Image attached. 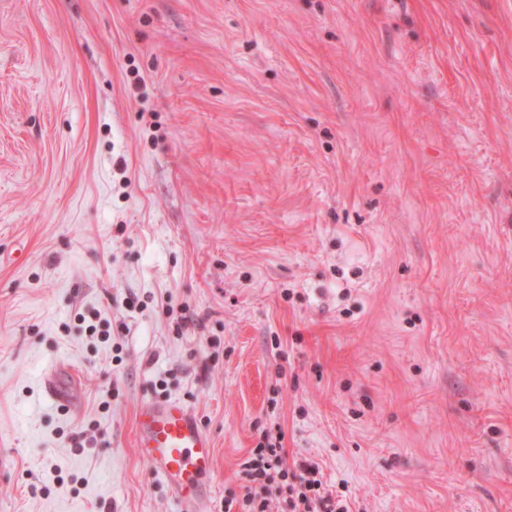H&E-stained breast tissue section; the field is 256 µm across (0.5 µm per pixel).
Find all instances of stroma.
<instances>
[{"label":"stroma","instance_id":"35a3bbf8","mask_svg":"<svg viewBox=\"0 0 512 512\" xmlns=\"http://www.w3.org/2000/svg\"><path fill=\"white\" fill-rule=\"evenodd\" d=\"M166 398L209 512L267 432L350 512H512V0H0V512H177ZM75 377L62 364H52L42 378L43 394L49 403L59 408H74L78 401L79 387ZM136 448L171 490L177 512L204 509L206 484L214 470V443L195 413L179 400H149L135 417Z\"/></svg>","mask_w":512,"mask_h":512}]
</instances>
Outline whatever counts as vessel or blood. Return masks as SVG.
<instances>
[{
	"instance_id": "vessel-or-blood-1",
	"label": "vessel or blood",
	"mask_w": 512,
	"mask_h": 512,
	"mask_svg": "<svg viewBox=\"0 0 512 512\" xmlns=\"http://www.w3.org/2000/svg\"><path fill=\"white\" fill-rule=\"evenodd\" d=\"M49 403L75 407L79 387L62 364H52L42 378ZM139 455L171 490L180 505L178 512H205L206 484L214 470V443L195 413L185 403L149 400L135 417Z\"/></svg>"
}]
</instances>
